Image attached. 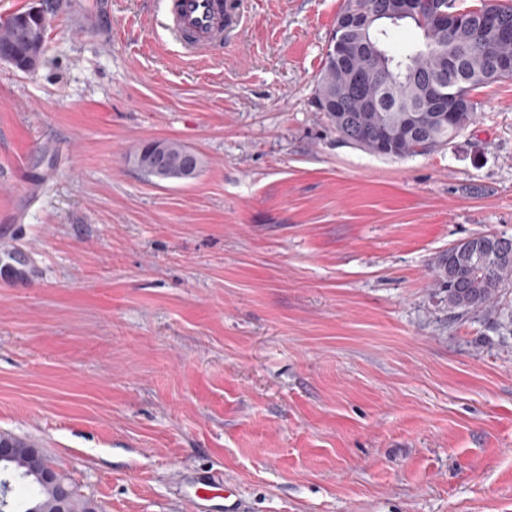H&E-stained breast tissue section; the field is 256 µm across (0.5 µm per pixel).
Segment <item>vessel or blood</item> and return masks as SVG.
I'll use <instances>...</instances> for the list:
<instances>
[{
    "label": "vessel or blood",
    "mask_w": 512,
    "mask_h": 512,
    "mask_svg": "<svg viewBox=\"0 0 512 512\" xmlns=\"http://www.w3.org/2000/svg\"><path fill=\"white\" fill-rule=\"evenodd\" d=\"M164 28L183 56L210 60L225 40L236 34L245 17V0H161ZM184 500L191 512H206L215 495H222L224 512H243L239 498L222 475L205 473L184 483Z\"/></svg>",
    "instance_id": "vessel-or-blood-1"
}]
</instances>
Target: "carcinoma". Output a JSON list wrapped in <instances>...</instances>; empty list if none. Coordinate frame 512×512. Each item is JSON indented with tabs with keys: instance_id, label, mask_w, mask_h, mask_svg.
<instances>
[{
	"instance_id": "cac0c4a2",
	"label": "carcinoma",
	"mask_w": 512,
	"mask_h": 512,
	"mask_svg": "<svg viewBox=\"0 0 512 512\" xmlns=\"http://www.w3.org/2000/svg\"><path fill=\"white\" fill-rule=\"evenodd\" d=\"M450 0H344L337 19L348 13L356 25L344 29L342 51L326 55L315 95L330 124L346 142L374 155L404 158L448 143L473 123L472 92L512 79L511 69L496 61L512 57V40L480 21L496 15L512 29V0H481L469 18L442 15ZM33 8L0 22V60L27 72L43 59L48 32ZM412 24L420 42L402 49L395 29ZM162 152V179L183 180V162L192 155L174 139L143 144L134 154L141 168ZM480 245L472 256L464 254ZM433 278L444 294L448 313L462 320L491 313L512 327V310L499 307L512 293V235L480 232L460 240L433 262Z\"/></svg>"
}]
</instances>
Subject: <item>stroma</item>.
I'll use <instances>...</instances> for the list:
<instances>
[{
  "label": "stroma",
  "mask_w": 512,
  "mask_h": 512,
  "mask_svg": "<svg viewBox=\"0 0 512 512\" xmlns=\"http://www.w3.org/2000/svg\"><path fill=\"white\" fill-rule=\"evenodd\" d=\"M209 64L151 0H74L33 73L0 60V434L100 512H512V331L453 320L430 267L512 234V80L448 145L390 159L314 104L343 0H251ZM176 139L194 179L130 157ZM184 500L192 512H207L208 502L216 498L215 489L223 491L224 512H243L239 498L221 474L206 472L203 476L184 482Z\"/></svg>",
  "instance_id": "stroma-1"
}]
</instances>
